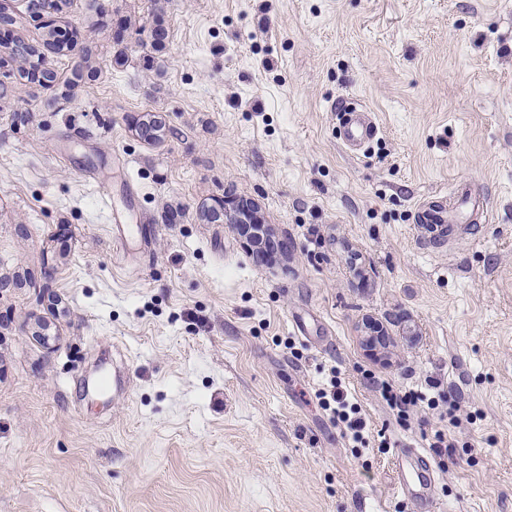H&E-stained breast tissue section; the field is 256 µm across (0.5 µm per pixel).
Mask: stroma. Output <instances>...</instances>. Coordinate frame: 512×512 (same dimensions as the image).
<instances>
[{"label": "stroma", "instance_id": "1", "mask_svg": "<svg viewBox=\"0 0 512 512\" xmlns=\"http://www.w3.org/2000/svg\"><path fill=\"white\" fill-rule=\"evenodd\" d=\"M0 13V512H409L394 450L439 430L440 512H512V0ZM464 183L488 218L431 237L418 205ZM105 192L152 236L117 248ZM224 198L285 254L208 221ZM331 368L368 447L314 398ZM384 380L459 390L455 421ZM343 120L340 125V137L343 144L353 152H360L377 134V126L372 113L364 106L352 102L340 106ZM382 396L386 399L392 408H397L400 415H406L411 406H416L418 402L427 400L429 408L434 409L439 405L435 397L427 399L426 395L421 391L410 389L404 393L397 392L388 382L382 381L380 384Z\"/></svg>", "mask_w": 512, "mask_h": 512}]
</instances>
